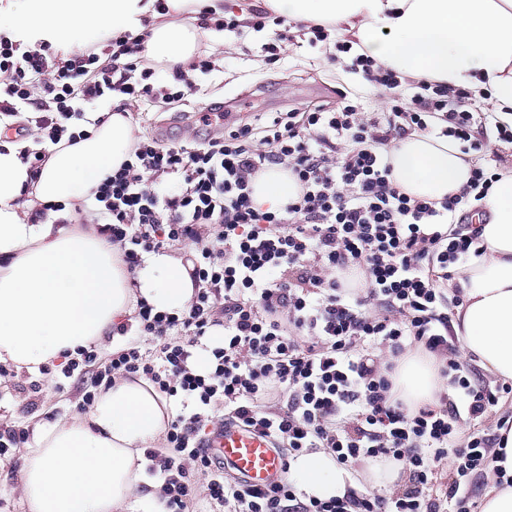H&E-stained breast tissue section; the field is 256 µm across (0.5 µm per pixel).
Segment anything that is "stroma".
<instances>
[{
	"mask_svg": "<svg viewBox=\"0 0 512 512\" xmlns=\"http://www.w3.org/2000/svg\"><path fill=\"white\" fill-rule=\"evenodd\" d=\"M270 39V32L248 26L234 33H208L213 71L191 72L197 90L187 104L143 102L138 130L151 135L172 128L180 112H202L214 102L223 103L228 123L248 121L262 112H305L325 104L337 107L346 97L360 100L365 111L376 110L381 89L328 60L324 48L311 46L302 31H293L291 41L276 56L264 49ZM79 400L76 384L69 382L59 389L49 376L12 367L0 370V415L11 418L29 435L26 443L11 449L10 469H0V512H27L16 488L22 478L23 457L36 445L34 427L76 416Z\"/></svg>",
	"mask_w": 512,
	"mask_h": 512,
	"instance_id": "1",
	"label": "stroma"
}]
</instances>
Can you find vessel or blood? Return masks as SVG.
I'll use <instances>...</instances> for the list:
<instances>
[{"label":"vessel or blood","mask_w":512,"mask_h":512,"mask_svg":"<svg viewBox=\"0 0 512 512\" xmlns=\"http://www.w3.org/2000/svg\"><path fill=\"white\" fill-rule=\"evenodd\" d=\"M203 446L249 484L268 486L287 476L286 460L269 438L244 427L227 424L213 430Z\"/></svg>","instance_id":"obj_1"}]
</instances>
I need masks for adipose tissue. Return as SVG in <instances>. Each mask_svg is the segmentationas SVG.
Returning a JSON list of instances; mask_svg holds the SVG:
<instances>
[{
  "mask_svg": "<svg viewBox=\"0 0 512 512\" xmlns=\"http://www.w3.org/2000/svg\"><path fill=\"white\" fill-rule=\"evenodd\" d=\"M298 22L327 20L338 37L406 78L431 77L465 89L491 110L512 112V0H263ZM150 16L147 52L186 66L197 29L154 12L152 0H25L21 26L69 44L77 36H120ZM129 119L108 114L88 137L53 152L38 177L22 158L24 142L0 140V363L28 372L73 355L111 332L136 299L161 312L182 311L193 285L189 266L166 252L145 257L127 280L110 247L58 225L126 157ZM393 177L411 196L441 200L468 181L470 166L450 141L414 135L392 150ZM296 186L274 169L253 185L255 203L276 209ZM26 205H19L21 195ZM48 221L32 224L37 207ZM486 254L456 281L464 303L456 333L465 354L489 374L512 379V176L481 201L476 215ZM410 403L432 400L438 377L431 358L407 355L394 380ZM171 416L147 380L120 379L89 411L64 424L37 427L38 446L25 459L18 487L28 512H156L158 490L141 492L143 451ZM291 473L307 495H344L350 469L324 452L296 460Z\"/></svg>",
  "mask_w": 512,
  "mask_h": 512,
  "instance_id": "ef3b65f1",
  "label": "adipose tissue"
}]
</instances>
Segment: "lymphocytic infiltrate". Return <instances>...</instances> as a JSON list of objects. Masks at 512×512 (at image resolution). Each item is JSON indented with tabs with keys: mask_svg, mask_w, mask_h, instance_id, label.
<instances>
[{
	"mask_svg": "<svg viewBox=\"0 0 512 512\" xmlns=\"http://www.w3.org/2000/svg\"><path fill=\"white\" fill-rule=\"evenodd\" d=\"M148 37L127 32L63 62L49 43L25 49L0 37V116L31 111L24 134L34 145L22 158L32 174L62 142L85 137L98 100L119 97L118 112L131 116L145 99L183 100L189 71L212 66L201 50L189 69L171 68L157 83ZM332 44L329 60L347 55L350 73L385 90L383 111L269 112L228 127L214 103L180 140L134 134L127 160L89 193L81 227L113 248L127 274L147 254L192 248L187 309L138 303L132 322L112 329L124 346L105 359L89 347L60 369L66 379L90 377L84 409L118 377L146 379L175 400L168 454L144 452L164 512H189L200 498L207 512H475L473 489L512 422L493 414L512 383L490 384L461 354L452 316L464 297L450 285L483 254L467 219L504 176L493 160L512 146V123L478 111L466 90L406 82L348 43ZM417 133L453 139L471 166L468 182L438 202L410 196L392 177L389 145ZM274 167L291 174L297 196L262 209L252 181ZM217 329L224 339L207 347L209 368L197 372V347ZM416 349L435 358L442 390L411 409L395 397L393 377ZM227 419L270 436L287 461L320 449L346 466L384 459L404 481L321 500L290 479L259 488L226 478L201 443Z\"/></svg>",
	"mask_w": 512,
	"mask_h": 512,
	"instance_id": "obj_1",
	"label": "lymphocytic infiltrate"
}]
</instances>
